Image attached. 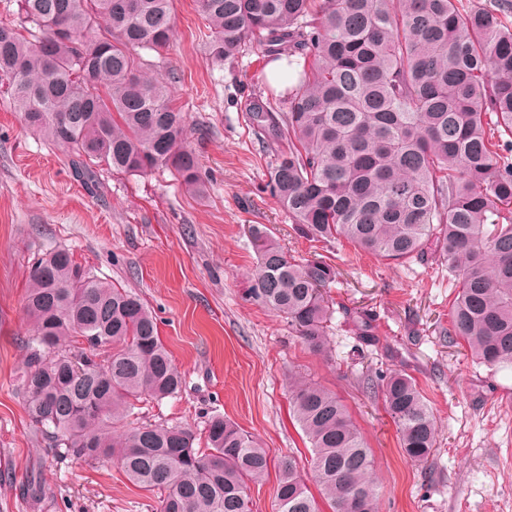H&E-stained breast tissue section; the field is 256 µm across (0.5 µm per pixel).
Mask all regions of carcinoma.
<instances>
[{"label":"carcinoma","mask_w":512,"mask_h":512,"mask_svg":"<svg viewBox=\"0 0 512 512\" xmlns=\"http://www.w3.org/2000/svg\"><path fill=\"white\" fill-rule=\"evenodd\" d=\"M0 22V76L15 107L46 141L82 160L89 180L170 170L203 184L184 145L185 118L168 82L149 78L139 51L170 48L173 0H18ZM222 61L247 44L299 66L287 111L262 104L254 125L275 143L268 188L303 236L348 241L388 263L429 254L457 289L448 339L491 369L512 367V0H198ZM252 299L284 317L315 351L331 319L337 267L292 259L264 224ZM32 322L22 391L29 419L59 455L119 457L128 478L161 491L159 512H252L249 483L269 458L222 416L206 447L188 427L113 425L143 399L176 396L181 376L152 311L134 293L76 262L40 258L25 297ZM354 335L376 341V311L349 313ZM83 344L72 347V339ZM378 389L412 462H426L436 420L411 375L367 380ZM292 417L310 444L309 469L331 512H379L373 460L343 402L303 378ZM319 499V500H321ZM293 463L282 466L277 512H323Z\"/></svg>","instance_id":"obj_1"}]
</instances>
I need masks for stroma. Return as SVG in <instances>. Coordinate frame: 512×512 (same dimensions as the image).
Returning <instances> with one entry per match:
<instances>
[{
  "label": "stroma",
  "instance_id": "1",
  "mask_svg": "<svg viewBox=\"0 0 512 512\" xmlns=\"http://www.w3.org/2000/svg\"><path fill=\"white\" fill-rule=\"evenodd\" d=\"M196 0H174L165 58L144 52L145 70L173 77V99L200 160L204 190L188 193L167 170L115 174L97 166L96 186L75 174L66 149L48 143L14 107L0 78V512H157L159 490L131 483L119 459L60 457L35 431L21 375L31 324L24 311L38 258L57 249L103 279L136 292L155 312L183 378L181 392L141 403L136 423L202 433L216 414L265 448L268 476L250 484L252 512H276L277 466L295 458L310 478L309 445L288 410L289 385L305 377L347 405L374 461L379 512H512V368L489 370L450 345L454 276L431 256L404 264L316 243L297 231L266 187L276 144L249 122L271 101L268 65L248 48L212 60ZM264 224L296 260L337 266L332 327L324 352L309 350L287 321L253 301L257 254L248 227ZM377 312L376 346L362 345L347 311ZM402 370L415 377L437 424L433 455L405 459L395 427L367 379ZM39 501L25 492L30 477Z\"/></svg>",
  "mask_w": 512,
  "mask_h": 512
}]
</instances>
